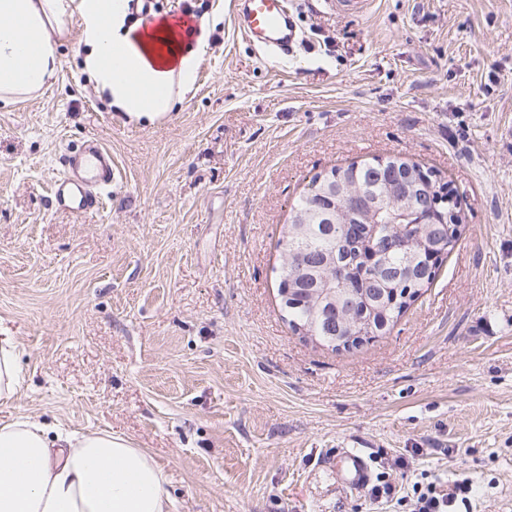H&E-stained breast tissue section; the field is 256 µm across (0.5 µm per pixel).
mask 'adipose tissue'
I'll return each mask as SVG.
<instances>
[{
	"instance_id": "obj_1",
	"label": "adipose tissue",
	"mask_w": 512,
	"mask_h": 512,
	"mask_svg": "<svg viewBox=\"0 0 512 512\" xmlns=\"http://www.w3.org/2000/svg\"><path fill=\"white\" fill-rule=\"evenodd\" d=\"M132 0H0V104L42 95L57 80L56 48L77 20L81 66L113 111L148 122L196 84L206 23L132 17ZM24 383L18 344L0 331V403ZM151 454L109 432L77 435L28 415L0 422V512H171Z\"/></svg>"
}]
</instances>
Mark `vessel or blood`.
Listing matches in <instances>:
<instances>
[{
  "instance_id": "1",
  "label": "vessel or blood",
  "mask_w": 512,
  "mask_h": 512,
  "mask_svg": "<svg viewBox=\"0 0 512 512\" xmlns=\"http://www.w3.org/2000/svg\"><path fill=\"white\" fill-rule=\"evenodd\" d=\"M240 11L241 36L260 38L264 46L277 53H288L302 39L292 21L289 0H243ZM61 165L62 172L51 186L55 207L78 215L99 211L105 189L118 180L111 154L102 145L91 142L63 157ZM335 468L352 489H359L368 481L369 466L364 456L349 451L340 453L335 458Z\"/></svg>"
}]
</instances>
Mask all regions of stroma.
<instances>
[{
	"label": "stroma",
	"mask_w": 512,
	"mask_h": 512,
	"mask_svg": "<svg viewBox=\"0 0 512 512\" xmlns=\"http://www.w3.org/2000/svg\"><path fill=\"white\" fill-rule=\"evenodd\" d=\"M207 20L194 90L133 122L81 70L79 27L42 95L0 107V328L25 414L109 431L161 466L173 512H512V0H295L288 60L235 30V0H149ZM98 140L103 210L56 209L59 157ZM399 155L460 196L463 234L390 332L354 351L282 316L280 231L311 178ZM388 473L371 501L327 460ZM469 492L470 485L467 482L456 484L454 490L448 494L437 492L432 483L422 485L417 482L412 486L411 496H403L399 501L411 508L410 512H447L458 495H466Z\"/></svg>",
	"instance_id": "obj_1"
}]
</instances>
